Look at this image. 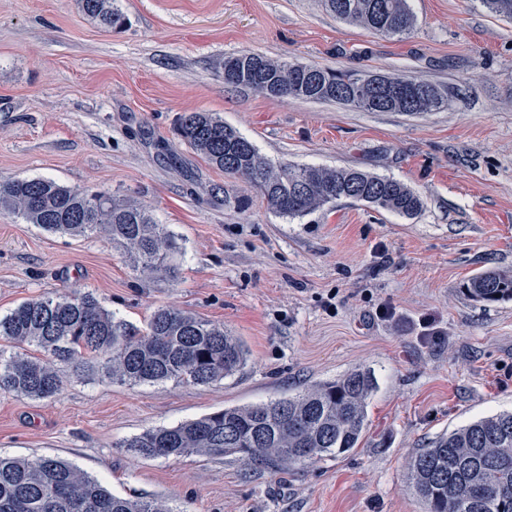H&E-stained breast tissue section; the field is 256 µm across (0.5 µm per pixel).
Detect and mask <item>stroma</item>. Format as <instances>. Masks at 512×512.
Masks as SVG:
<instances>
[{"instance_id":"35a3bbf8","label":"stroma","mask_w":512,"mask_h":512,"mask_svg":"<svg viewBox=\"0 0 512 512\" xmlns=\"http://www.w3.org/2000/svg\"><path fill=\"white\" fill-rule=\"evenodd\" d=\"M114 4L124 29L88 20L76 0H0V178L143 205L173 235L175 269L144 273L105 237L51 234L0 210V316L90 291L139 327L164 306L223 325L249 355L206 386H129L62 367L56 398L0 393V456L59 457L171 512H423L410 456L512 411V300L464 292L480 272L512 273V21L481 0H409L415 26L393 38L337 19L323 0ZM246 50L415 76L446 89L448 106L365 112L226 87L225 57ZM189 112L214 113L271 164L356 167L403 182L424 207L406 218L342 200L280 216L181 140ZM355 367L376 390L348 454L276 471L123 446Z\"/></svg>"}]
</instances>
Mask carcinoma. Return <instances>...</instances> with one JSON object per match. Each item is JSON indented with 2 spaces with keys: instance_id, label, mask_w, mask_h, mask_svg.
Instances as JSON below:
<instances>
[{
  "instance_id": "cac0c4a2",
  "label": "carcinoma",
  "mask_w": 512,
  "mask_h": 512,
  "mask_svg": "<svg viewBox=\"0 0 512 512\" xmlns=\"http://www.w3.org/2000/svg\"><path fill=\"white\" fill-rule=\"evenodd\" d=\"M91 21L122 28L112 0H77ZM337 18L385 35L414 27L408 0H324ZM239 70L237 86L257 95L336 102L369 112H433L445 89L409 75L364 76L346 69L291 64L243 51L224 59ZM178 132L212 167L256 186L267 206L303 217L341 200L364 202L412 217L423 199L407 185L355 167H275L254 144L210 112L181 117ZM0 208L46 232L82 236L101 230L149 273L170 274L173 235L149 211L107 192L87 194L43 178L0 179ZM467 294L483 302L512 299V275L471 278ZM0 340L33 347L43 361L0 349V393L50 399L61 388L58 365L102 372L128 385L173 380L206 385L237 372L247 360L241 339L216 324L161 307L146 328L106 310L91 292L31 298L0 316ZM376 389L371 371L355 368L310 385L296 396L230 407L171 428L148 430L121 448L152 458L232 456L247 465L289 468L358 447ZM409 480L425 512H512V412L481 418L439 437L411 457ZM0 512H171L156 499L112 494L70 463L0 457Z\"/></svg>"
}]
</instances>
